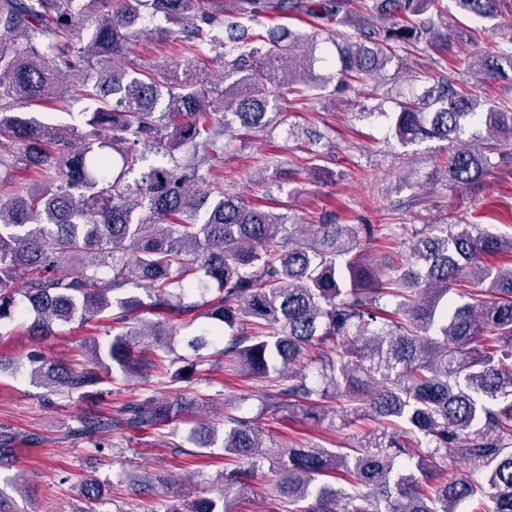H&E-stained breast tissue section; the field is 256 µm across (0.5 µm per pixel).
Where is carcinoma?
I'll list each match as a JSON object with an SVG mask.
<instances>
[{"label": "carcinoma", "mask_w": 512, "mask_h": 512, "mask_svg": "<svg viewBox=\"0 0 512 512\" xmlns=\"http://www.w3.org/2000/svg\"><path fill=\"white\" fill-rule=\"evenodd\" d=\"M0 0V321L33 314L38 340L55 324L90 323L112 314L124 332L106 345L84 343L86 362L33 354L31 378L50 396L103 395L110 370L146 378L163 371L192 383L222 340L219 354L240 375L264 383L257 400L293 418L319 423L335 400L343 427L376 420L380 430L352 435L341 448L266 439L256 419L201 415L188 455L216 445L236 460L224 467L219 497H200L189 512H237L243 491L268 466L288 512H512V234L476 224L412 230L408 250L377 260L374 241L396 242L397 224H299L224 191L210 174V116L231 113L266 131L270 102L299 96L317 82L323 45H336V79L362 84L380 74L394 48L443 47L424 15L440 0H377L380 24L353 19L351 0ZM462 14L495 20L504 0H453ZM164 16L185 51L224 59L222 90L168 92L164 109L154 73L123 62L143 32V12ZM310 30L258 25L280 15ZM94 29L84 38V22ZM353 24L355 34L335 27ZM224 28V38L212 35ZM82 65L98 74L92 88L61 87ZM468 69L488 78L512 74V51L475 55ZM79 90L94 102L86 128H66L16 112L20 102L53 101ZM432 103H399L395 135L404 145L450 141L448 187L476 188L488 176L496 143L512 138V112L480 103L446 78ZM181 123L167 153L186 143L183 164L152 166L131 186L127 175L161 144L166 119ZM485 122L494 143L455 145L468 123ZM23 165L25 180H10ZM74 273L60 271L68 258ZM147 300L126 295L129 287ZM158 320L133 327L142 315ZM204 319L187 340L194 357H148L146 338L173 335L172 322ZM182 366L175 367V364ZM205 400L153 395L123 404L117 415L86 414L74 432L149 433L203 409ZM450 462L468 469L437 482Z\"/></svg>", "instance_id": "carcinoma-1"}]
</instances>
